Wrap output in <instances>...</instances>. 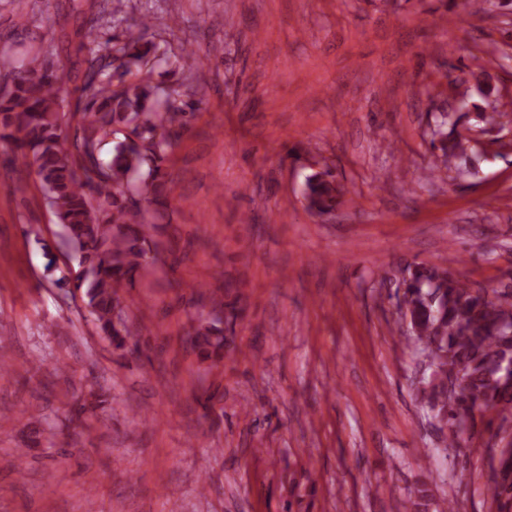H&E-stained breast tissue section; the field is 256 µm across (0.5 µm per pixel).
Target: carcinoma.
Here are the masks:
<instances>
[{
	"label": "carcinoma",
	"mask_w": 512,
	"mask_h": 512,
	"mask_svg": "<svg viewBox=\"0 0 512 512\" xmlns=\"http://www.w3.org/2000/svg\"><path fill=\"white\" fill-rule=\"evenodd\" d=\"M100 19L86 32L88 56L79 99L82 109L64 111L61 74L44 66L40 56L0 87V141L13 144L12 161L33 169L49 194L57 223L71 242L77 267L89 271L73 283L81 292L88 317L111 346L122 350L136 341L122 317L119 288L134 281L152 262L151 230L136 197L160 212L167 209L172 179L165 163L182 130L198 111L183 100L184 82L162 90L151 79L129 81L153 72L158 46L128 34L99 40ZM202 58L183 49L178 68L191 71ZM81 135L68 141L71 123ZM456 122L444 134L443 165L457 171L469 156ZM112 138V158H100L101 144ZM344 188L330 170H314L305 178L303 196L321 216L335 213ZM412 284L402 307L416 327L414 345L429 347L440 383L422 390L423 406L442 416L451 435L477 426L512 428V290H476L439 266L407 268ZM212 316L198 321L186 338L203 360L224 359L226 331L240 310L224 298L210 300ZM496 456L493 496L498 512H512V441L487 447ZM433 495L423 483L414 491L413 512H430Z\"/></svg>",
	"instance_id": "obj_1"
}]
</instances>
